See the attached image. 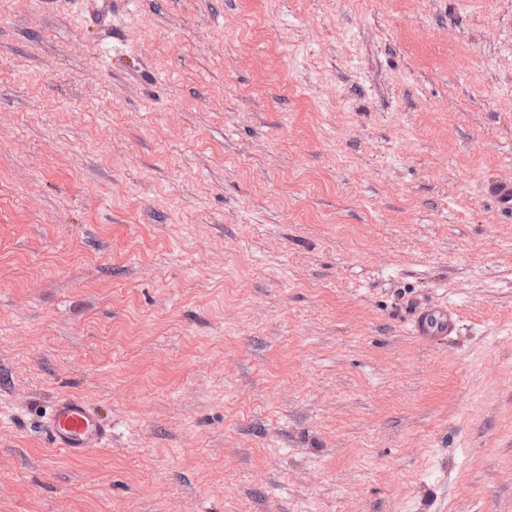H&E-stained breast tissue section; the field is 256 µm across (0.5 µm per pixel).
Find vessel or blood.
<instances>
[{"label":"vessel or blood","instance_id":"vessel-or-blood-1","mask_svg":"<svg viewBox=\"0 0 512 512\" xmlns=\"http://www.w3.org/2000/svg\"><path fill=\"white\" fill-rule=\"evenodd\" d=\"M485 191L498 212L512 218V182L491 181L486 184ZM454 328L452 311L441 308L419 316L411 332L423 338L437 329L450 332ZM47 428L55 445L74 456L102 446L112 437L111 422L102 419L83 399L72 396H63L55 401Z\"/></svg>","mask_w":512,"mask_h":512}]
</instances>
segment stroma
<instances>
[{"mask_svg": "<svg viewBox=\"0 0 512 512\" xmlns=\"http://www.w3.org/2000/svg\"><path fill=\"white\" fill-rule=\"evenodd\" d=\"M492 180L512 0H0V512H512ZM455 328L453 312L449 309H434L419 316L411 329L414 336L425 338L435 329L448 331L450 335ZM47 428L57 448L73 456L102 446L112 437V423L102 419L83 399L72 396L55 401Z\"/></svg>", "mask_w": 512, "mask_h": 512, "instance_id": "1", "label": "stroma"}]
</instances>
